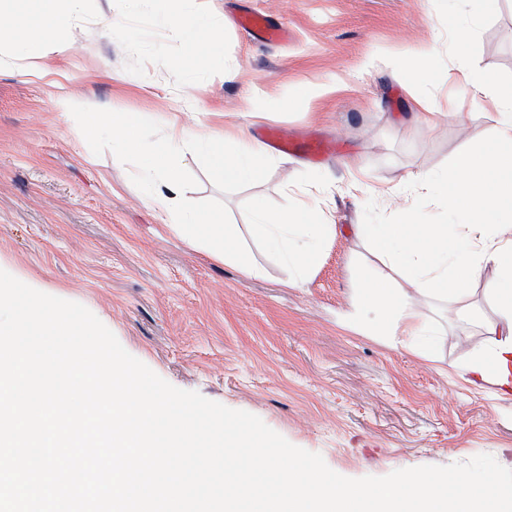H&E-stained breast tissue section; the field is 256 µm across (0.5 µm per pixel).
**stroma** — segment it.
<instances>
[{
    "instance_id": "35a3bbf8",
    "label": "stroma",
    "mask_w": 512,
    "mask_h": 512,
    "mask_svg": "<svg viewBox=\"0 0 512 512\" xmlns=\"http://www.w3.org/2000/svg\"><path fill=\"white\" fill-rule=\"evenodd\" d=\"M224 23L221 51L191 58L163 27L166 0H85L61 32L72 44L52 55V73L29 72L23 49L0 40V269L42 292L87 307L134 357L175 387L260 417L349 478L448 465L479 454L512 469V396L461 375L466 350L480 347L494 317L484 284L474 312L452 320L448 304L422 309L433 359L391 347L355 306L353 260L370 262L357 224L391 223L419 171L444 173L462 151L483 146L496 120L477 100L434 126L416 117L405 87L416 52L443 85L458 54L512 83V0H184ZM261 12L287 22L288 42L267 43L236 18ZM481 22L458 50L454 25ZM317 84L320 96L303 97ZM87 111L119 112L141 128L142 148L161 146L169 122L221 138L249 139L267 125L336 142L314 163L274 153L254 180L224 177L215 157L177 163L187 201L222 216L260 277L212 260L173 235L146 201L136 159L112 157V138L86 141L63 116L61 92ZM364 174L378 195L347 193ZM324 189L336 232L299 287L287 265L249 231L258 200L286 208L301 189Z\"/></svg>"
}]
</instances>
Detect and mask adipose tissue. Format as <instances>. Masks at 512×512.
I'll return each mask as SVG.
<instances>
[{
    "mask_svg": "<svg viewBox=\"0 0 512 512\" xmlns=\"http://www.w3.org/2000/svg\"><path fill=\"white\" fill-rule=\"evenodd\" d=\"M84 0H30L22 18L0 13V28L22 26L27 34L31 67L43 69L51 54L65 53L56 28L82 12ZM183 0H169L166 25L182 40L188 56L215 50L223 42V29L215 22L183 9ZM453 79L457 92L452 96H430L411 91L413 105L424 121L443 115L458 118V99L470 96L496 114L487 146L460 154L449 174L443 175L447 189L448 224H417L412 209L401 205L390 224H358L354 234L379 256L387 273L382 277L361 275L358 302L373 314L378 333L394 346L415 348L424 357L433 347L421 340L425 335L421 300L425 297L466 300L468 287L484 268L494 267L496 276L485 285V293L495 307V318L486 324L483 346L473 350L462 367V375L473 385L490 383L500 394L512 393V224L504 222L505 207H512V85L480 75L461 66ZM209 134L183 125L171 126L158 150L140 155L142 181L150 185L147 200L166 217L171 232L190 247L207 252L213 259L238 266L246 278L260 277L255 265L246 261L224 228L210 211L187 204L175 173L177 158L189 150L208 147ZM261 145L240 143L224 150L220 163L226 177L251 179L257 161L267 159ZM426 173L414 175L415 193L433 192L436 181ZM252 234L287 261L292 270L288 286L303 282L316 262L322 241L332 231L321 208L320 193L306 190L296 210L265 203L251 212Z\"/></svg>",
    "mask_w": 512,
    "mask_h": 512,
    "instance_id": "obj_1",
    "label": "adipose tissue"
}]
</instances>
